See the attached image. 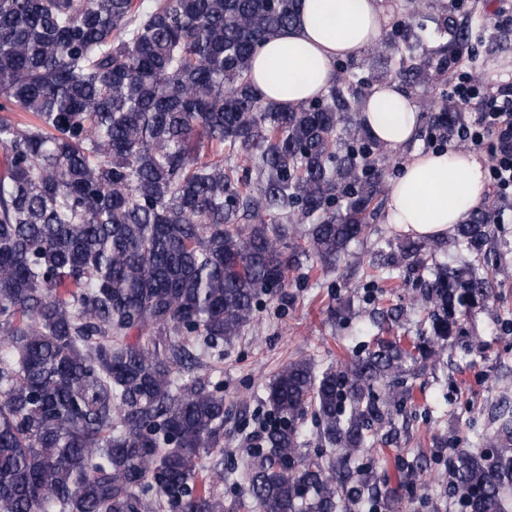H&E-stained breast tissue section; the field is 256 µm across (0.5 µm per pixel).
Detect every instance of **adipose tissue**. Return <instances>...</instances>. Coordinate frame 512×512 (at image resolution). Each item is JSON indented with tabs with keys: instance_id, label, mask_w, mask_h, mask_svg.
<instances>
[{
	"instance_id": "1",
	"label": "adipose tissue",
	"mask_w": 512,
	"mask_h": 512,
	"mask_svg": "<svg viewBox=\"0 0 512 512\" xmlns=\"http://www.w3.org/2000/svg\"><path fill=\"white\" fill-rule=\"evenodd\" d=\"M298 20L266 40L251 62V81L264 99L290 107L322 96L340 60L376 43L388 22L381 0H299ZM371 136L388 149L405 146L419 112L398 83L377 84L361 105ZM482 163L456 149L414 154L389 192L388 223L406 233L441 237L482 202Z\"/></svg>"
}]
</instances>
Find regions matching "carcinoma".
<instances>
[{
    "label": "carcinoma",
    "instance_id": "carcinoma-1",
    "mask_svg": "<svg viewBox=\"0 0 512 512\" xmlns=\"http://www.w3.org/2000/svg\"><path fill=\"white\" fill-rule=\"evenodd\" d=\"M296 21L297 0H0V512H347L341 494L378 490L356 460L405 401L392 378L439 363L493 293L490 215L455 226L458 265L403 237L379 266L429 271L425 335L407 347L379 320L345 366L281 369L266 448L228 504L224 472L202 462L224 447L221 382L173 378L224 360L220 343L300 257L335 269L385 193L352 77L291 109L252 86L257 49ZM440 28L438 49L409 30L405 50L372 51L431 83L469 36L449 17ZM421 108L434 129L459 123L448 99ZM310 409L331 449L320 462L302 452ZM483 440L457 455L452 491L466 512H509L512 409Z\"/></svg>",
    "mask_w": 512,
    "mask_h": 512
}]
</instances>
